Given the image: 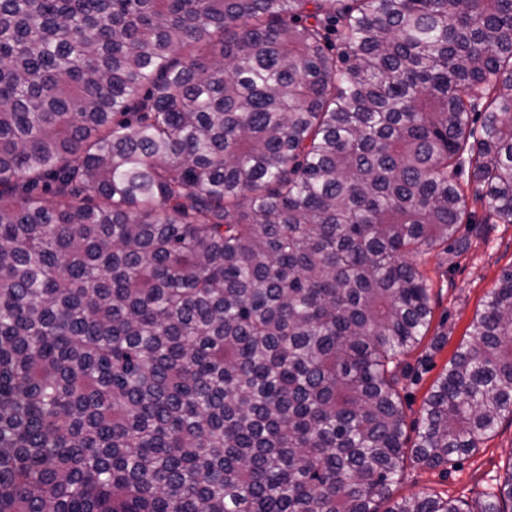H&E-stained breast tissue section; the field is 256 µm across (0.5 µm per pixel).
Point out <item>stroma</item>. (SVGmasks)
Listing matches in <instances>:
<instances>
[{
    "mask_svg": "<svg viewBox=\"0 0 512 512\" xmlns=\"http://www.w3.org/2000/svg\"><path fill=\"white\" fill-rule=\"evenodd\" d=\"M460 233L469 245L452 256L444 246L415 255L414 263L428 278L434 293L430 331L403 363L408 374L399 388L407 437H414L423 404L433 382L466 340L475 313L504 270L512 267V223L488 216L478 203H469ZM512 465V421L505 419L471 455L461 456L447 470H426L406 464L392 490L398 501L422 491L451 499H472L503 479Z\"/></svg>",
    "mask_w": 512,
    "mask_h": 512,
    "instance_id": "stroma-1",
    "label": "stroma"
}]
</instances>
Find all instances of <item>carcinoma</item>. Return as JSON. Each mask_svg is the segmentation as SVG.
<instances>
[{
  "label": "carcinoma",
  "instance_id": "cac0c4a2",
  "mask_svg": "<svg viewBox=\"0 0 512 512\" xmlns=\"http://www.w3.org/2000/svg\"><path fill=\"white\" fill-rule=\"evenodd\" d=\"M511 88L512 0H0V512H380L476 451L512 269L409 448V257L512 223Z\"/></svg>",
  "mask_w": 512,
  "mask_h": 512
}]
</instances>
